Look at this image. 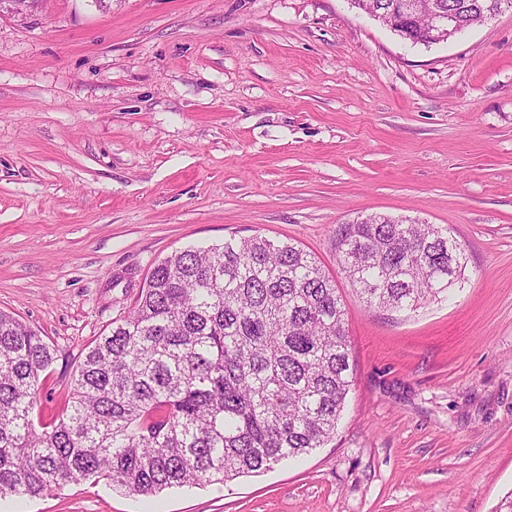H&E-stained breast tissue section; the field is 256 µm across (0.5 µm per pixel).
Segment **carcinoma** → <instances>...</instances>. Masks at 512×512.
Masks as SVG:
<instances>
[{"instance_id": "obj_1", "label": "carcinoma", "mask_w": 512, "mask_h": 512, "mask_svg": "<svg viewBox=\"0 0 512 512\" xmlns=\"http://www.w3.org/2000/svg\"><path fill=\"white\" fill-rule=\"evenodd\" d=\"M399 0H357L364 12ZM467 27L486 0H437ZM426 43L418 20L394 25ZM336 228V262L366 306L415 312L464 280L446 225L373 214ZM336 280L292 242L254 235L160 260L88 345L61 415L39 417L56 350L0 311V499L101 482L131 496L224 484L322 447L353 369Z\"/></svg>"}]
</instances>
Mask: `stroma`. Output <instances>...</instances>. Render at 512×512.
<instances>
[{
    "label": "stroma",
    "mask_w": 512,
    "mask_h": 512,
    "mask_svg": "<svg viewBox=\"0 0 512 512\" xmlns=\"http://www.w3.org/2000/svg\"><path fill=\"white\" fill-rule=\"evenodd\" d=\"M452 228L462 291L365 307L338 224ZM260 234L314 254L353 382L302 461L144 498L71 484L0 512H495L512 492V14L422 45L352 0H39L0 10V310L86 345L159 260Z\"/></svg>",
    "instance_id": "1"
}]
</instances>
